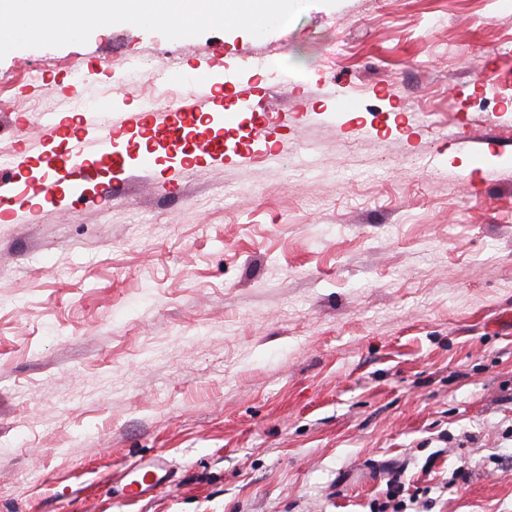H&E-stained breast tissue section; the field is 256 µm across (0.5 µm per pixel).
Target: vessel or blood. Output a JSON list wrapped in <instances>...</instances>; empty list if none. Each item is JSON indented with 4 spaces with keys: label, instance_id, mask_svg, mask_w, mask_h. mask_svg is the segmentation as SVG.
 Returning <instances> with one entry per match:
<instances>
[{
    "label": "vessel or blood",
    "instance_id": "obj_1",
    "mask_svg": "<svg viewBox=\"0 0 512 512\" xmlns=\"http://www.w3.org/2000/svg\"><path fill=\"white\" fill-rule=\"evenodd\" d=\"M166 77L170 82L188 89L177 109L154 107L148 111L133 112L123 122L94 112L85 114L82 124L92 144L91 149L86 150L74 144L60 154L47 152L42 158L43 179L33 188V195L42 197L45 202H52L55 180L82 173L94 162L110 166L122 165L123 156L118 144L126 125L151 123L157 131L169 138L172 146H179L188 120L216 110L217 95L224 90V62L215 57H198L189 67L169 70ZM173 482L171 463L160 452L150 458L139 459L132 468L123 470L116 477L111 493L117 501L133 494L145 497L160 488L171 486Z\"/></svg>",
    "mask_w": 512,
    "mask_h": 512
}]
</instances>
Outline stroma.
Segmentation results:
<instances>
[{
    "instance_id": "1",
    "label": "stroma",
    "mask_w": 512,
    "mask_h": 512,
    "mask_svg": "<svg viewBox=\"0 0 512 512\" xmlns=\"http://www.w3.org/2000/svg\"><path fill=\"white\" fill-rule=\"evenodd\" d=\"M213 54L225 107L254 88L198 127L223 158L179 168L136 128L151 171L59 182L24 224L0 197V512H370L393 469L430 512H512V0H317L261 37L116 24L12 50L14 183L40 181L45 114L76 129L78 65L109 66L91 109L136 112ZM161 451L174 485L113 502Z\"/></svg>"
}]
</instances>
